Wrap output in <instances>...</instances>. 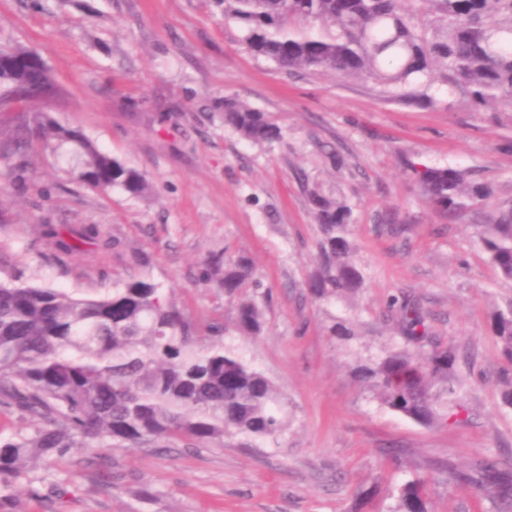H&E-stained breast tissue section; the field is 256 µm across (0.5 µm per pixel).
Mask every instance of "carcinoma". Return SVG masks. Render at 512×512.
<instances>
[{
    "instance_id": "cac0c4a2",
    "label": "carcinoma",
    "mask_w": 512,
    "mask_h": 512,
    "mask_svg": "<svg viewBox=\"0 0 512 512\" xmlns=\"http://www.w3.org/2000/svg\"><path fill=\"white\" fill-rule=\"evenodd\" d=\"M224 18L246 31L250 51L282 69L364 78L381 97L435 100L447 90L475 108L512 107V0H223ZM17 66L0 68V175L20 180L35 149L68 142L80 160V178L132 198L150 183L139 171L67 133L34 108L57 92L48 69L26 63L29 50L0 45ZM38 90L27 92L30 74ZM224 126L254 143L281 139L279 126L246 104L224 101ZM427 203L442 217L468 213L477 242L500 275L512 280V198L489 213L479 208L494 194L489 184L467 180L462 170L411 165ZM321 239L319 265L306 287L315 299L355 293L364 284L348 238L352 209L317 192L310 195ZM41 254L61 265L83 253L97 261L120 241L103 240L94 224L41 225ZM0 281V411L31 421L29 434L0 438V506L15 485L43 482L27 462L58 465L78 452L101 448H165L174 442L239 446L279 443L286 412L272 381L224 345L229 328L200 325L146 277L116 280L98 297L76 296L45 285H19L20 274ZM199 282L238 299L233 328L244 336L264 331L262 307L249 291L259 287L251 259L216 254L205 261ZM388 317L404 337L426 335L420 307L403 301ZM492 335L512 361V301L490 316ZM456 351L432 345L409 354L385 350L355 368L389 410L436 426L458 407ZM491 456L472 476L450 466L448 482L486 492L497 512H512V470ZM395 512H428L425 482L398 488Z\"/></svg>"
}]
</instances>
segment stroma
I'll use <instances>...</instances> for the list:
<instances>
[{
    "label": "stroma",
    "instance_id": "obj_1",
    "mask_svg": "<svg viewBox=\"0 0 512 512\" xmlns=\"http://www.w3.org/2000/svg\"><path fill=\"white\" fill-rule=\"evenodd\" d=\"M0 44L36 51L59 89L50 112L103 152L144 173L142 198L85 184L69 146L29 157L27 187L0 181V244L24 282L81 296L146 276L195 321L232 324L235 307L198 285L212 254L244 253L265 301L266 331L226 343L277 386L288 413L279 443L242 448H114L79 453L0 512H395L397 488L428 478L430 512H492L447 464L473 470L512 454V369L490 315L512 301L468 220L442 219L408 170L424 163L470 173L512 197V107L479 110L439 91L432 105L380 99L371 82L285 71L253 56L220 0H0ZM267 113L273 144L225 128V100ZM345 200L364 276L355 295L315 300L304 283L319 255L312 192ZM45 224H94L120 242L103 264L39 255ZM149 265L135 264L137 254ZM416 301L431 340L460 359L462 405L425 427L380 405L355 374L404 347L386 314ZM353 330L330 335L335 321Z\"/></svg>",
    "mask_w": 512,
    "mask_h": 512
}]
</instances>
